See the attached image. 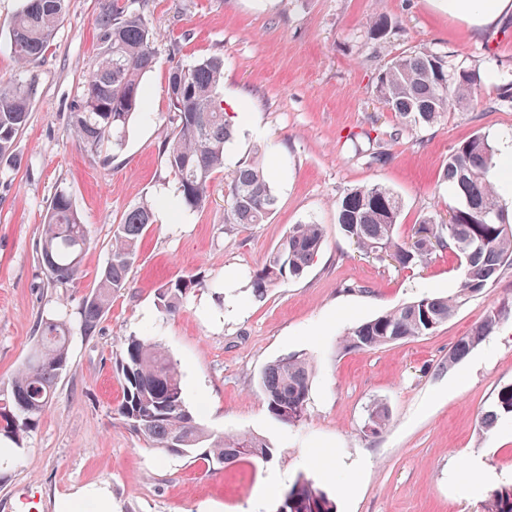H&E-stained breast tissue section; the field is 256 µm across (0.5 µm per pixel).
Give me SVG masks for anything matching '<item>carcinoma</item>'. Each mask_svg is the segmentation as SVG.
<instances>
[{"instance_id":"obj_1","label":"carcinoma","mask_w":512,"mask_h":512,"mask_svg":"<svg viewBox=\"0 0 512 512\" xmlns=\"http://www.w3.org/2000/svg\"><path fill=\"white\" fill-rule=\"evenodd\" d=\"M67 0H24L10 21V43L24 79L0 88V175L20 164L16 153L35 94L29 67L47 49L66 11ZM98 48L92 68L82 82V99L70 114L79 142L90 149L105 143L120 149L131 123L145 118L143 77L156 64L158 34L136 9L118 0H105L96 17ZM487 79L512 88V69L490 64ZM224 58L219 55L190 66L170 68L168 95L172 107L169 125L161 141L167 168L177 179L171 205L197 210L209 198L214 174L224 171L227 145L234 139L231 117L224 112L221 88ZM481 85L480 74L457 67L448 56L423 48L402 53L376 76L379 98L394 112L398 127L393 137L406 130L432 127L452 108L473 102ZM497 148L474 133L448 155L444 180L452 194L449 219L438 213L421 219L411 238L397 234L402 200L381 183L347 191L336 201V221L344 235L360 250L382 259L386 254L402 267L421 265L437 251L464 260L465 273L456 291L447 296H422L348 330L343 347L371 350L437 331L468 299L493 284L512 266V232L509 210L501 203L489 172ZM227 212L231 224H263L272 215L274 194L262 153L229 173ZM155 204L141 201L130 207L113 235L110 257L98 274L96 287L79 307L80 330L91 336L109 310L112 297L129 287L128 274L138 259L140 241L154 223ZM323 225L309 221L294 224L277 248L250 277L252 295L263 297L285 278H299L312 265L323 246ZM88 244V232L65 191L49 203L38 241V260L58 284L79 278ZM204 287L192 276L171 280L159 292L161 309L176 312L187 295ZM512 320V301L504 300L489 311L468 334L448 350V367L465 359ZM71 325L65 315L39 321L27 360L0 392V436L14 443L38 425L51 405L59 377L69 363ZM122 350L114 369L121 381L122 397L115 408L119 416L150 447L195 460L232 464L244 458L268 462L274 448L249 433L217 435L201 425L186 407L177 363L148 336L121 339ZM312 358L301 352L286 354L268 365L260 388L270 414L289 427L306 416ZM512 415V385L502 387L494 407L481 413L480 431H490ZM387 408L376 403L369 410L368 433L378 434L389 423ZM275 512H336L332 496L313 480L297 479ZM483 512H512V484L492 490Z\"/></svg>"}]
</instances>
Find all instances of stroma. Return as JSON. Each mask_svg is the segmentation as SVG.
I'll list each match as a JSON object with an SVG mask.
<instances>
[{
  "label": "stroma",
  "instance_id": "35a3bbf8",
  "mask_svg": "<svg viewBox=\"0 0 512 512\" xmlns=\"http://www.w3.org/2000/svg\"><path fill=\"white\" fill-rule=\"evenodd\" d=\"M159 32L145 74L149 118L121 150L80 144L69 116L97 45L99 0H69L55 38L31 70L36 94L17 141L21 165L0 179V389L25 363L38 319L66 313L73 328L67 369L51 406L13 457L0 464V512H57L88 485L107 487L112 512H274L306 477L336 498V512H481L490 491L512 481V419L480 431V412L512 384V322L456 366L449 349L500 302L512 300V267L471 298L435 334L373 350H346L349 328L423 295L455 291L462 269L449 254L399 267L353 246L336 222V200L383 183L403 201L398 233L448 207L443 170L474 132L512 130V106L455 109L445 120L392 138L396 119L375 89L395 55L429 48L466 69L489 57L512 68V16L476 33L449 17L443 0H128ZM387 19L378 53L366 23ZM224 58L223 105L240 113L226 169L254 148L278 198L263 224L227 221L216 175L204 208L160 207L143 237L130 286L112 299L96 333L82 335L78 309L106 264L125 211L173 196L162 156L171 113L168 70ZM382 148L383 162L370 158ZM66 191L89 234L80 279L51 284L35 246L46 209ZM323 224L326 242L306 273L254 298L248 275L291 225ZM204 281L178 312L158 293L170 280ZM147 334L178 363L187 407L215 433L248 432L272 460L205 464L149 447L115 415L122 390L113 370L121 337ZM316 364L307 415L298 426L268 411L259 380L291 352ZM390 421L364 427L374 403Z\"/></svg>",
  "mask_w": 512,
  "mask_h": 512
}]
</instances>
